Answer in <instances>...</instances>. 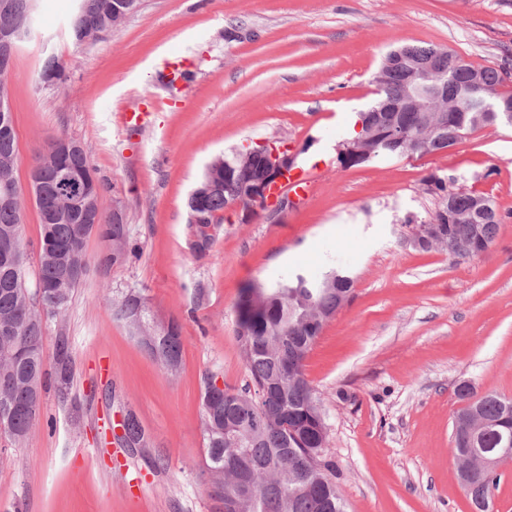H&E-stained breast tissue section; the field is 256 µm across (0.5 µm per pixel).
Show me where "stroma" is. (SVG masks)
Wrapping results in <instances>:
<instances>
[{"mask_svg": "<svg viewBox=\"0 0 512 512\" xmlns=\"http://www.w3.org/2000/svg\"><path fill=\"white\" fill-rule=\"evenodd\" d=\"M77 0H35L29 36L6 75L18 135L16 177L60 132L80 140L121 206L137 259L107 269L98 236L89 274L64 317L44 324L46 369L68 337L73 382L49 389L17 446L0 439V512H222L200 477L205 374L243 387L235 339L243 288L327 269L354 281L304 361L322 399L328 454L346 512H472L451 444L455 389L512 398V127L478 130L419 158L344 167L337 149L376 99L386 53L405 42L512 68V0H143L96 42L75 43ZM66 65L62 88L40 81ZM191 80L167 88L166 62ZM141 110L140 127L121 121ZM283 141L316 168L308 201L242 223L228 213L212 250L191 248L187 198L209 161L252 142ZM491 197L505 221L488 251L454 260L411 241L441 205L430 177ZM208 296L197 302V287ZM140 290L183 336L177 375L162 372L112 298ZM133 413L142 445L113 441Z\"/></svg>", "mask_w": 512, "mask_h": 512, "instance_id": "35a3bbf8", "label": "stroma"}]
</instances>
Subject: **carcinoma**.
<instances>
[{"label": "carcinoma", "mask_w": 512, "mask_h": 512, "mask_svg": "<svg viewBox=\"0 0 512 512\" xmlns=\"http://www.w3.org/2000/svg\"><path fill=\"white\" fill-rule=\"evenodd\" d=\"M114 0H78L70 19L73 39L78 32L92 24L102 33L110 32L124 22L112 10ZM31 0H5L0 6V33L28 29ZM400 51L414 60L428 57L439 59L444 71L440 86L447 98L455 89L479 75L483 81L498 89L497 105L512 111V92L499 88L507 81L505 68L456 64L458 55L433 46L397 44ZM392 53H387L380 71L384 81L378 88L379 98L359 118L375 124L376 154L398 156L403 147L392 138L389 129L396 123L411 135L429 123L424 112L382 111V107L400 101L406 93L404 72L389 67ZM501 124L499 113L485 116L480 105H464L460 112L448 113L450 127L440 137V147L455 144L451 133L465 126L469 134L489 123ZM18 138L15 128L0 132V324L9 323L12 331L0 335V400L12 406L11 414L0 418V439L19 445L37 420L43 392L47 387L44 369L42 336L46 318L63 315L72 295L85 278L75 276L60 281L61 271L52 249L85 254L87 239L95 234L111 244V252L100 260L104 267L127 262L138 255L129 241V228L124 217H117L97 208L95 224L76 219L48 222L52 212H63L65 200L55 191L51 174L43 179V196L35 200L41 238L38 252V272L33 287L27 286L28 255L22 238L24 212L18 202L6 197L4 185L20 189L15 177L18 164ZM57 161L75 165L91 177L95 201H100L102 183L97 178L88 155L75 157L57 155ZM209 166L217 174L221 188L200 197L198 205L206 220L189 225L191 235L211 249L215 235L211 228L223 219L222 212L234 186L224 183V164L213 160ZM432 192L439 198H451L455 212L461 216L450 224L437 210L434 223L442 225L444 244L440 249L454 259V242L476 239L472 256L488 250L494 242L505 216L496 207L491 213L475 215L480 195L467 191L453 178H435ZM15 233L12 249L20 263L7 264L4 259L6 234ZM353 292V280L330 270L317 277L297 274L271 287H250L243 291L238 302L236 341L240 347L250 382L241 390L225 388L219 396L212 390L213 374L204 377L202 395V432L205 456L201 475L211 479L212 495L224 505L223 512H345L344 502L336 485V464L328 456V425L321 408L320 397L308 384L303 362L320 336L326 320L344 306ZM112 314L127 323L139 344L153 357L168 375L176 374L182 363L183 339L179 325L171 320L168 329L150 315L140 292L130 290L112 303ZM73 377L70 345L65 337L57 342V361L54 380L65 393ZM460 399L469 401V409L484 421V429L475 440L455 428L452 433L453 451L461 457L476 449L484 455H499V468L481 471L464 486L470 502L485 512L484 504H492L493 491L501 477V467L512 462V399L496 393H480L470 385L457 389ZM467 409V410H469ZM456 411L453 424L467 413Z\"/></svg>", "instance_id": "1"}]
</instances>
